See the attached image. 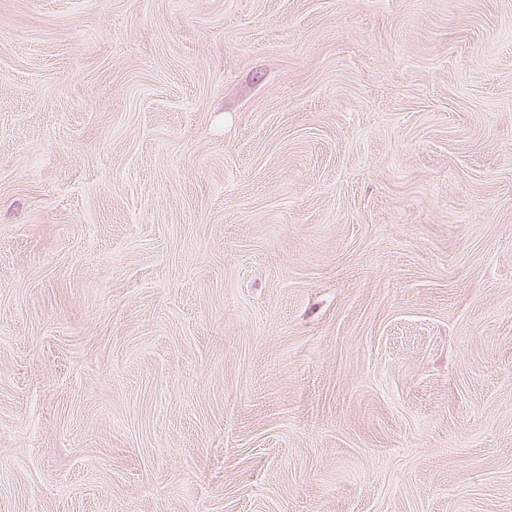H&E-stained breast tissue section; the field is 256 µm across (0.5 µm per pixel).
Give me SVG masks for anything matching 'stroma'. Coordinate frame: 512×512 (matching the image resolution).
Returning <instances> with one entry per match:
<instances>
[{"instance_id": "stroma-1", "label": "stroma", "mask_w": 512, "mask_h": 512, "mask_svg": "<svg viewBox=\"0 0 512 512\" xmlns=\"http://www.w3.org/2000/svg\"><path fill=\"white\" fill-rule=\"evenodd\" d=\"M0 512H512V0H0Z\"/></svg>"}]
</instances>
